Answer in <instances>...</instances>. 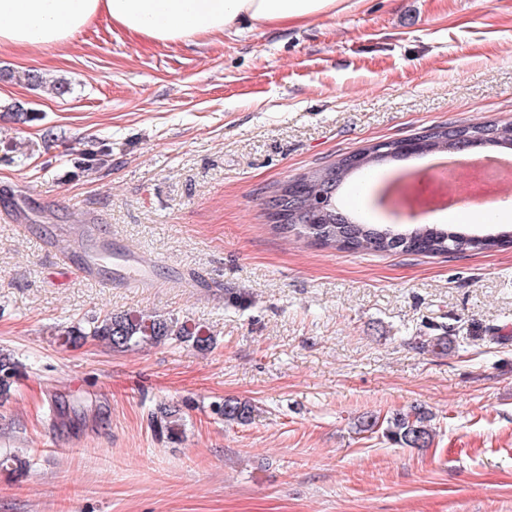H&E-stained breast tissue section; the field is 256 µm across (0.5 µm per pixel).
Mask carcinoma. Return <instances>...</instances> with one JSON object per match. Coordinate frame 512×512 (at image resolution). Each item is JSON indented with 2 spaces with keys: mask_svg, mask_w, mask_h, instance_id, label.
<instances>
[{
  "mask_svg": "<svg viewBox=\"0 0 512 512\" xmlns=\"http://www.w3.org/2000/svg\"><path fill=\"white\" fill-rule=\"evenodd\" d=\"M471 136H494L512 148V123H470L463 125ZM460 131L437 125L423 135L428 148L425 154H451ZM379 148L371 145L349 154L338 162L312 168L277 189L266 203V216L271 228L280 233H291L310 240L324 248L363 254H392L439 256L489 251L512 243L509 232L498 238L479 239L449 231L439 224H413L401 229L396 224H365L339 208L336 193L356 174L370 178L374 168L383 158ZM66 342L79 346L92 338L109 345L114 351H128L148 344L175 339L189 344L198 352L212 348V337L200 328L175 318L157 314H110L98 318L87 327L72 325L61 332ZM22 365L11 358H0V398L10 396L14 379ZM216 414L227 425H247L252 421L255 406L233 397L216 406ZM159 433L172 437L181 430L178 412L162 407L152 415ZM433 414L418 405L393 411L381 419L366 415L357 420L360 433L382 432L390 441L401 447L423 448L432 444Z\"/></svg>",
  "mask_w": 512,
  "mask_h": 512,
  "instance_id": "cac0c4a2",
  "label": "carcinoma"
}]
</instances>
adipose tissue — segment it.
Here are the masks:
<instances>
[{
    "label": "adipose tissue",
    "instance_id": "obj_1",
    "mask_svg": "<svg viewBox=\"0 0 512 512\" xmlns=\"http://www.w3.org/2000/svg\"><path fill=\"white\" fill-rule=\"evenodd\" d=\"M346 0H0V50L66 45L97 19L159 44L264 32L344 10ZM436 224H511L512 206L453 207Z\"/></svg>",
    "mask_w": 512,
    "mask_h": 512
}]
</instances>
